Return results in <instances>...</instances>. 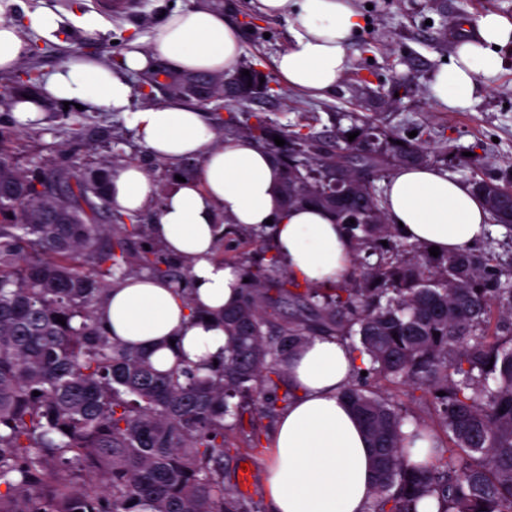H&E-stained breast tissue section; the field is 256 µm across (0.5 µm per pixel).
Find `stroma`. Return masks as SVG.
I'll list each match as a JSON object with an SVG mask.
<instances>
[{
	"label": "stroma",
	"instance_id": "stroma-1",
	"mask_svg": "<svg viewBox=\"0 0 512 512\" xmlns=\"http://www.w3.org/2000/svg\"><path fill=\"white\" fill-rule=\"evenodd\" d=\"M225 17L241 31L242 67L271 77L269 94L228 103L214 111L204 105L206 119L223 128L230 113H258L281 123L302 125L326 134L331 115L349 128L350 114L372 117L376 124L408 136L415 127L433 131L432 155L449 177L471 182L495 176L512 181V51L504 55V71L484 85L462 109H441L429 93V83L444 57L453 52L461 21H475L491 10L512 17V0H354L364 27L351 43V69L326 96L295 91L276 77L274 60L288 44L286 23L260 15L254 0H214ZM191 0H127L125 8L110 10L102 0H0V15L17 20L23 9L46 8L58 14L77 12L97 17L100 30L74 28L59 39L37 38L38 55L27 57L20 71L0 75V142L21 170H110L126 162L141 163L166 192L178 167L153 159L139 143L130 112H107L90 105H45L35 122L26 125L13 112L12 101L32 94L36 82L25 71L42 74L75 56H91L115 64L131 36L149 37L163 10L190 6ZM272 421L260 422L258 449H251L239 432L228 433V469L239 476L242 464L253 466L248 492L256 505L265 503L269 432Z\"/></svg>",
	"mask_w": 512,
	"mask_h": 512
}]
</instances>
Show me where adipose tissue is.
<instances>
[{
	"mask_svg": "<svg viewBox=\"0 0 512 512\" xmlns=\"http://www.w3.org/2000/svg\"><path fill=\"white\" fill-rule=\"evenodd\" d=\"M256 7L288 26V45L275 59L281 80L296 90L330 92L352 65L349 45L362 22L352 0H256ZM70 25L97 27L91 16L63 18L41 8L24 10L18 22L1 18L0 72L19 70L25 61L24 30L52 39ZM510 49L512 18L481 14L476 36L459 38L439 66L431 84L434 99L448 110L467 107L480 81L501 72L503 53ZM241 54L240 33L225 21L223 10L197 0L166 14L149 41L129 40L118 65L77 56L43 73L37 95L17 98L13 110L31 117L53 101L124 112L135 94L131 74L160 69L175 77L232 74ZM132 121L154 158L198 164L193 175L162 195L139 163L109 173L112 206L124 214L155 210L152 237L192 273L189 297L165 280L141 274L112 288L97 309L110 335L145 350L155 368L170 370L180 353L193 362L223 358V312L237 304L244 287L241 269L216 255L224 232L268 228L289 274L300 282L327 286L350 275L354 253L343 225L319 206H285L275 154L247 138L219 142L203 113L177 97L133 112ZM384 208L401 236L443 254L472 247L488 222L470 185L428 165L395 168L385 182ZM356 365L335 338L316 337L290 352L285 379L294 397L269 441V512H369L371 445L342 397Z\"/></svg>",
	"mask_w": 512,
	"mask_h": 512,
	"instance_id": "adipose-tissue-1",
	"label": "adipose tissue"
}]
</instances>
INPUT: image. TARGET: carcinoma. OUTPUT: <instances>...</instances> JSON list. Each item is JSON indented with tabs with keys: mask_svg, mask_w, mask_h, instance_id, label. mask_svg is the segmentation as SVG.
I'll list each match as a JSON object with an SVG mask.
<instances>
[{
	"mask_svg": "<svg viewBox=\"0 0 512 512\" xmlns=\"http://www.w3.org/2000/svg\"><path fill=\"white\" fill-rule=\"evenodd\" d=\"M260 77L224 78L225 100L259 96ZM225 126L279 157L286 204L319 205L346 225L354 272L303 287L277 255L250 261L258 234L239 238L232 262L249 282L224 310V361L161 372L108 336L96 310L141 273L186 298L190 268L144 247L148 225L113 211L104 192L87 193L89 215L53 211L55 186L89 174L28 175L0 146V512H254L225 471L226 432L242 427L243 401L264 416L288 405L286 357L316 336L343 341L411 400L432 396L451 443L410 464L404 441L421 427L405 434L400 403L349 384L343 396L374 451L372 512H418L429 497L437 512H512V264L488 250L430 255L388 223L375 185L389 165L428 163L429 131L402 137L368 119L337 129L327 150L321 135L264 116ZM470 185L512 231V185Z\"/></svg>",
	"mask_w": 512,
	"mask_h": 512,
	"instance_id": "cac0c4a2",
	"label": "carcinoma"
}]
</instances>
